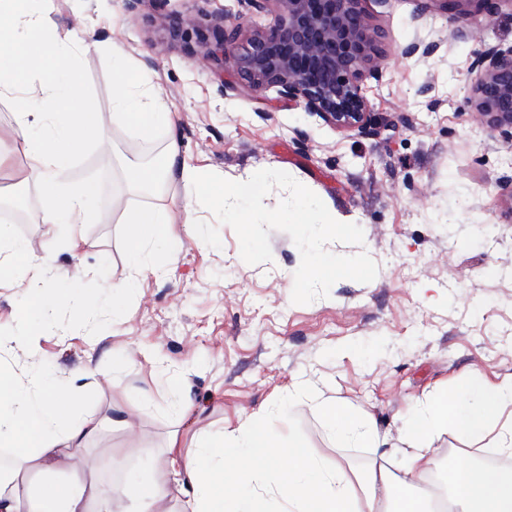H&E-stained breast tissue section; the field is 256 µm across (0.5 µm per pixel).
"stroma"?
Masks as SVG:
<instances>
[{"instance_id":"stroma-1","label":"stroma","mask_w":512,"mask_h":512,"mask_svg":"<svg viewBox=\"0 0 512 512\" xmlns=\"http://www.w3.org/2000/svg\"><path fill=\"white\" fill-rule=\"evenodd\" d=\"M61 29L92 32L96 48L62 57L85 86L83 107L99 112L101 145L84 148L71 169L93 179L96 219L71 251L67 228L41 221L37 190L24 184L27 160L15 147L0 166V208L30 251L53 248L62 278L49 298L73 292L95 311L85 322L56 303L38 352L15 346L1 356L26 379L41 370L56 386L78 380L98 417L113 400L133 408V428L112 427L81 459L99 484L120 487L148 472L178 485L163 447L231 432L259 418L281 437L299 435L327 465L357 471L381 459L401 474L410 452L406 417L436 393L458 395L468 377L512 380V143L481 123L471 100V65L487 46L512 44V10L464 23L421 13L419 0H363L377 33L380 78L366 79L377 135L342 132L271 87L247 96L231 87L233 69L203 60L224 14L250 13L239 0H38ZM435 44L429 56L406 55ZM122 46L175 114L180 157L232 181L281 170L317 194L338 221L359 225L363 246L328 243L329 252L366 251L378 266L369 283L337 281L309 304L291 299L301 255L285 232L271 231L272 259L250 265L235 230L217 223L177 179L163 193L126 190V162L161 155L165 138L146 141L112 123ZM166 209L164 241L143 267L127 259L126 208ZM193 211L204 232L185 222ZM131 282L120 310L114 284ZM21 280L0 282V336L12 334L30 301ZM307 379L315 398L342 401L371 420L380 450L343 448L320 416L293 398ZM493 456L452 433L430 444L434 467Z\"/></svg>"}]
</instances>
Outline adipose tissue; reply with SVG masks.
I'll list each match as a JSON object with an SVG mask.
<instances>
[{
  "mask_svg": "<svg viewBox=\"0 0 512 512\" xmlns=\"http://www.w3.org/2000/svg\"><path fill=\"white\" fill-rule=\"evenodd\" d=\"M0 14V97L15 99V131L28 159L27 182L39 193L42 221L70 227V249L82 243L81 225L92 223L93 180H73L71 162L85 144L103 139L99 113L80 108L85 92L74 71L53 59L71 45L52 17L30 10V0H7ZM117 75L112 99L113 125L131 128L145 140L166 132L168 143L153 163L128 169L132 192H159L169 175H178L187 194L199 193L203 177L178 161L179 149L168 106L153 92L146 75L121 47L112 49ZM128 259L143 266L145 252L162 241L169 222L166 210L141 207L126 211ZM58 268L52 250L34 254L6 225H0V280L23 279L36 295L17 314L15 335L0 338V350L12 344L34 345L32 326L45 307L42 293L51 288ZM512 408V381L488 385L470 379L457 398L434 396L416 404L405 424L413 452L403 475L370 470L351 481L345 470L330 468L299 438L281 442L257 419L236 433L210 435L195 448L166 449L180 476L182 500L168 507L169 491L158 477L124 488L131 512H431L430 499L418 490L429 472L432 437L450 430L464 441L489 440L500 453L512 454V422L499 415ZM318 410L337 443L348 448L384 444L373 424L352 418L341 402ZM103 422L84 409L79 385L64 391L47 388L41 374L20 384L16 372L0 362V447L13 449L8 477H0V512H113L111 490L88 482L73 463L98 438ZM274 484L277 501L257 494ZM454 512H512V470L490 471L462 459L448 482Z\"/></svg>",
  "mask_w": 512,
  "mask_h": 512,
  "instance_id": "obj_1",
  "label": "adipose tissue"
}]
</instances>
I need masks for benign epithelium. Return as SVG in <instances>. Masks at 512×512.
<instances>
[{"mask_svg": "<svg viewBox=\"0 0 512 512\" xmlns=\"http://www.w3.org/2000/svg\"><path fill=\"white\" fill-rule=\"evenodd\" d=\"M256 12L277 5L273 23L253 31L241 47L240 24L216 27L207 59H232L240 93L279 88L339 131L371 135L370 105L363 81L379 75L376 39L361 0H242ZM425 11L452 13L463 22L494 18L512 0H420ZM472 85L476 114L512 140V45L475 53Z\"/></svg>", "mask_w": 512, "mask_h": 512, "instance_id": "obj_1", "label": "benign epithelium"}]
</instances>
